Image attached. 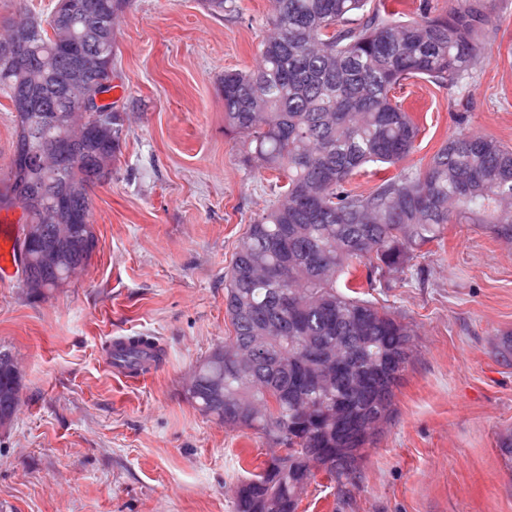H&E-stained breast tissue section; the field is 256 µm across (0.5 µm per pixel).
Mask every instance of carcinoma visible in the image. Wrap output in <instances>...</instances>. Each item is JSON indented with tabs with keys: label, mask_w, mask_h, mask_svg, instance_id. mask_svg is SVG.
Segmentation results:
<instances>
[{
	"label": "carcinoma",
	"mask_w": 512,
	"mask_h": 512,
	"mask_svg": "<svg viewBox=\"0 0 512 512\" xmlns=\"http://www.w3.org/2000/svg\"><path fill=\"white\" fill-rule=\"evenodd\" d=\"M70 2L65 35L52 13L15 20L29 30L28 70L0 53V95L18 126L0 204L24 207L51 185L60 215H81L66 238L39 212L27 215L39 236L29 245L19 239L16 250L20 260L28 251L24 281L36 297L65 287L89 264L97 247L89 190L112 177L100 162L114 160L124 135L117 111L110 135L89 126L73 139L66 123L73 70L87 57L114 56L116 37L101 42L103 18L117 19L128 0ZM269 2L259 66L221 78L224 135L238 140L242 165L280 180L275 199L248 225L224 282L231 339L263 356L242 373L219 344L185 384L202 414L288 448L236 484L231 512H257L267 498L270 508L289 512L316 479L306 466L315 450L330 480L351 478L390 419L413 329L366 295L403 280L424 247L443 242L449 224H491L512 241V149L460 134L414 168L407 160L420 129L392 95L413 77L461 84L484 55L489 0H451L445 12L417 18L389 8L388 0ZM40 150L59 155L56 169L21 163ZM384 165L398 172L381 177ZM369 167L378 177L374 186L349 188ZM49 248L59 261L43 258ZM285 253V279L258 274ZM305 337L341 359L325 383L312 379ZM149 357L159 362L162 349L147 336L116 353L129 366ZM21 391L22 379L0 370V415L16 414Z\"/></svg>",
	"instance_id": "1"
}]
</instances>
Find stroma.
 Masks as SVG:
<instances>
[{
    "instance_id": "1",
    "label": "stroma",
    "mask_w": 512,
    "mask_h": 512,
    "mask_svg": "<svg viewBox=\"0 0 512 512\" xmlns=\"http://www.w3.org/2000/svg\"><path fill=\"white\" fill-rule=\"evenodd\" d=\"M269 0H130L116 22L110 98L126 114L112 177L90 190L98 239L65 288L33 297L21 268L0 278V345L23 369L22 403L0 432V512H230L234 485L267 458L253 431L185 396L197 363L231 335L224 277L248 224L274 199L224 135L220 80L258 64ZM462 85L406 80L420 126L410 164L448 136L512 148V0ZM423 281L373 300L414 329L394 413L340 484L318 479L304 512H512V242L491 225H449L419 259ZM117 336H151L163 357L136 379L106 366Z\"/></svg>"
}]
</instances>
